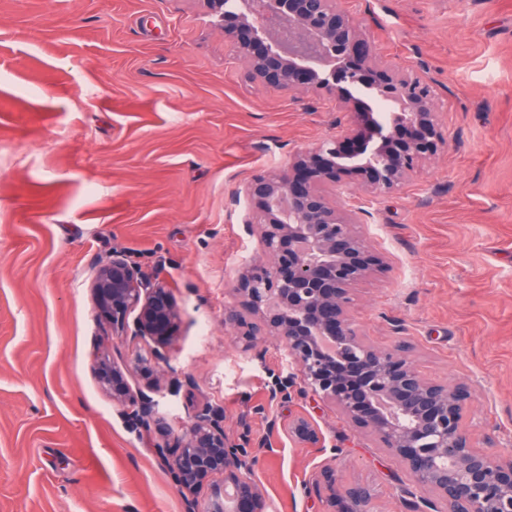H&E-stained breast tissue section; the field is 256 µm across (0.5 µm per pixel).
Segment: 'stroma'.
Here are the masks:
<instances>
[{"label": "stroma", "instance_id": "35a3bbf8", "mask_svg": "<svg viewBox=\"0 0 512 512\" xmlns=\"http://www.w3.org/2000/svg\"><path fill=\"white\" fill-rule=\"evenodd\" d=\"M390 64L433 85L446 145L421 174L338 208L385 271L352 290L361 336L410 347L428 379L470 385L475 446L512 455V0H338ZM326 95L249 80L203 0H0V512H185L188 494L102 391L113 336L89 284L113 249L164 281L178 318L160 399L172 431L224 409L229 438L267 444L253 477L267 512H334L304 494L324 467L370 488V512H414L416 486L377 438L309 392L269 401L282 342L246 348L224 325L239 274L265 263L241 188L335 136ZM309 417L321 447L287 424Z\"/></svg>", "mask_w": 512, "mask_h": 512}]
</instances>
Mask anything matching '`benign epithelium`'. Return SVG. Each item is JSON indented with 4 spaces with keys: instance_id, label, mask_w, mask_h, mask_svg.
I'll return each instance as SVG.
<instances>
[{
    "instance_id": "7a95c632",
    "label": "benign epithelium",
    "mask_w": 512,
    "mask_h": 512,
    "mask_svg": "<svg viewBox=\"0 0 512 512\" xmlns=\"http://www.w3.org/2000/svg\"><path fill=\"white\" fill-rule=\"evenodd\" d=\"M211 23L248 63V76L281 91L326 94L347 113L339 134L296 153L287 169L256 175L243 185L254 204L271 263L254 264L239 276L243 310H224V326L247 346L260 336L282 339L296 371L279 374L269 399H289L296 380L341 410L360 429L397 456L415 483L436 493L446 512H512V457L476 448L463 425L471 399L466 383L448 386L423 377L407 347L379 349L366 343L351 315L354 285L386 268L383 257L357 230V208L340 210L330 195L351 177L382 196L419 174L445 145L431 85L417 71L387 65L371 41L336 6V0H204ZM368 91L388 118L357 108ZM413 136L397 142L401 127ZM112 335L139 342L153 338L151 357L126 363L103 347L93 353L100 387L138 431L163 428L158 397L178 388L154 381L132 390L131 370L149 378L168 363L176 308L164 282L128 256L112 251L90 285ZM302 444L317 445L319 432L305 416L289 423ZM186 489L215 477L207 512H264L252 465L260 448H244L224 432V409L197 407L173 442L155 445ZM368 487L344 488L343 512H368Z\"/></svg>"
}]
</instances>
